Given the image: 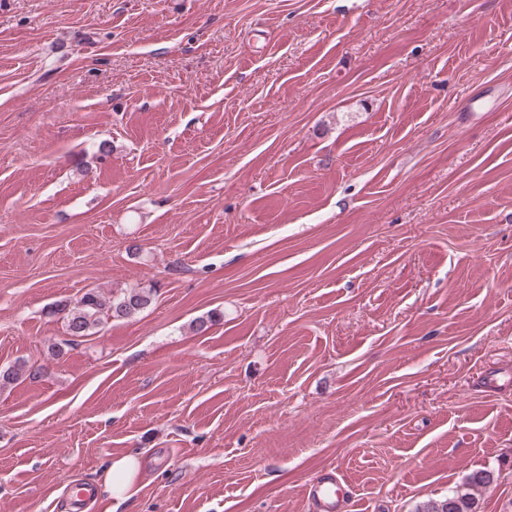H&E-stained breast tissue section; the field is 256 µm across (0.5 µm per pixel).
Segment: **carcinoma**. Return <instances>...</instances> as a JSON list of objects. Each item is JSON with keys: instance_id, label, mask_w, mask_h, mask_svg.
<instances>
[{"instance_id": "obj_1", "label": "carcinoma", "mask_w": 512, "mask_h": 512, "mask_svg": "<svg viewBox=\"0 0 512 512\" xmlns=\"http://www.w3.org/2000/svg\"><path fill=\"white\" fill-rule=\"evenodd\" d=\"M152 303V292L139 288H129L117 297H106L97 288L85 291L74 302L55 305L54 314L63 315L68 335L84 337L91 335L103 321L131 317ZM37 377L40 371L26 369V363L20 362L4 371H0V382L11 383L23 374ZM422 512H476L475 501L468 491L457 490L443 500L427 504Z\"/></svg>"}]
</instances>
